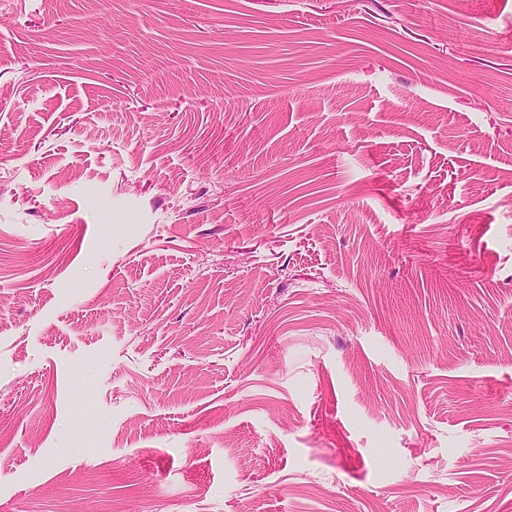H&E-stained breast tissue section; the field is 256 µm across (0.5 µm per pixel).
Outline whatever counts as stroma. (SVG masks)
<instances>
[{"mask_svg":"<svg viewBox=\"0 0 512 512\" xmlns=\"http://www.w3.org/2000/svg\"><path fill=\"white\" fill-rule=\"evenodd\" d=\"M0 512H512V0H0Z\"/></svg>","mask_w":512,"mask_h":512,"instance_id":"1","label":"stroma"}]
</instances>
